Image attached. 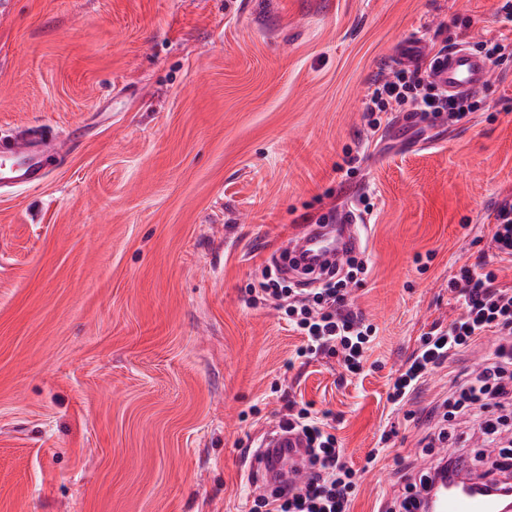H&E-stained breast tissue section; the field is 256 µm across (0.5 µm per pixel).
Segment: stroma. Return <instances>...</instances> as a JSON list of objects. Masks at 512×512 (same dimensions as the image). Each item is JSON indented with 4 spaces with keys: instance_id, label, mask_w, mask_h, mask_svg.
Here are the masks:
<instances>
[{
    "instance_id": "obj_1",
    "label": "stroma",
    "mask_w": 512,
    "mask_h": 512,
    "mask_svg": "<svg viewBox=\"0 0 512 512\" xmlns=\"http://www.w3.org/2000/svg\"><path fill=\"white\" fill-rule=\"evenodd\" d=\"M504 3L0 0V129L88 131L42 185L0 189V512H248L289 399L341 415L351 512H397L447 450L487 470L493 406H439L496 337L400 410L386 396L512 198V59L456 124L374 132L365 108L410 35L475 46ZM346 197L373 206L350 301L377 328L348 376L293 363L301 337L249 301L303 216Z\"/></svg>"
}]
</instances>
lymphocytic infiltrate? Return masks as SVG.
Segmentation results:
<instances>
[{
	"instance_id": "1",
	"label": "lymphocytic infiltrate",
	"mask_w": 512,
	"mask_h": 512,
	"mask_svg": "<svg viewBox=\"0 0 512 512\" xmlns=\"http://www.w3.org/2000/svg\"><path fill=\"white\" fill-rule=\"evenodd\" d=\"M478 107L471 96L451 97L437 91L426 65L420 64L376 79L367 107L368 125L379 130L384 116L392 112L444 116L453 123ZM367 271L364 261L354 256L343 266L322 271L307 282L287 281L280 269H270L254 294L256 299L283 310L289 327L302 336L299 356H336L353 373L359 370L373 337L371 325L350 310L347 286ZM448 287L456 295L461 314L448 326H433L421 336L417 350L387 395L391 407L408 403L432 371L491 333L499 337L492 355L481 370L460 379L442 405L461 412L484 401L512 399V287L500 286L494 270L480 272L467 264L449 279ZM278 424L308 436L314 472L288 495H254L250 512H351L356 472L345 461L327 417L312 415L304 408L292 409Z\"/></svg>"
}]
</instances>
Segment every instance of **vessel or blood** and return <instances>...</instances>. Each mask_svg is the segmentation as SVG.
Returning <instances> with one entry per match:
<instances>
[{
    "instance_id": "b4317fda",
    "label": "vessel or blood",
    "mask_w": 512,
    "mask_h": 512,
    "mask_svg": "<svg viewBox=\"0 0 512 512\" xmlns=\"http://www.w3.org/2000/svg\"><path fill=\"white\" fill-rule=\"evenodd\" d=\"M431 62L430 79L451 94H474L487 86L490 66L487 59L466 46L449 48L439 58H431L426 39L415 36L396 57L397 66ZM60 138L42 127L33 126L0 138V189L37 187L47 178L51 165L61 164L69 155L74 138ZM363 224L349 207L339 208L332 224L303 225L289 240L286 256L303 266L321 269L341 263L361 245ZM311 450L306 437L282 429L263 436L254 459L259 479L266 491L291 490L310 473ZM502 503L493 495L474 496L450 493L436 504V512H500Z\"/></svg>"
}]
</instances>
